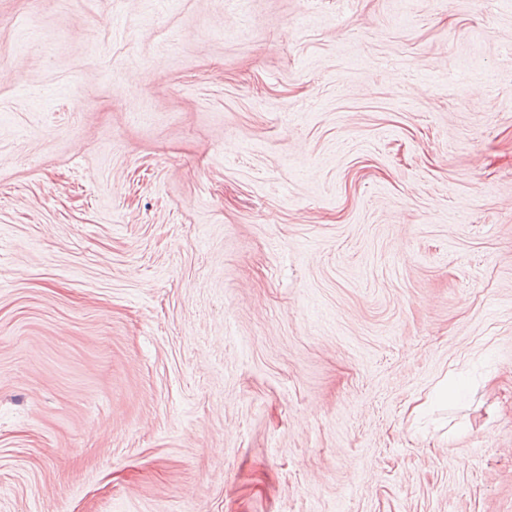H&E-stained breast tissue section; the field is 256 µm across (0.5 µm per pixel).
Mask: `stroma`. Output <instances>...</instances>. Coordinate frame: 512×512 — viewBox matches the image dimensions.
I'll list each match as a JSON object with an SVG mask.
<instances>
[{
	"label": "stroma",
	"mask_w": 512,
	"mask_h": 512,
	"mask_svg": "<svg viewBox=\"0 0 512 512\" xmlns=\"http://www.w3.org/2000/svg\"><path fill=\"white\" fill-rule=\"evenodd\" d=\"M0 512H512V0H0Z\"/></svg>",
	"instance_id": "35a3bbf8"
}]
</instances>
